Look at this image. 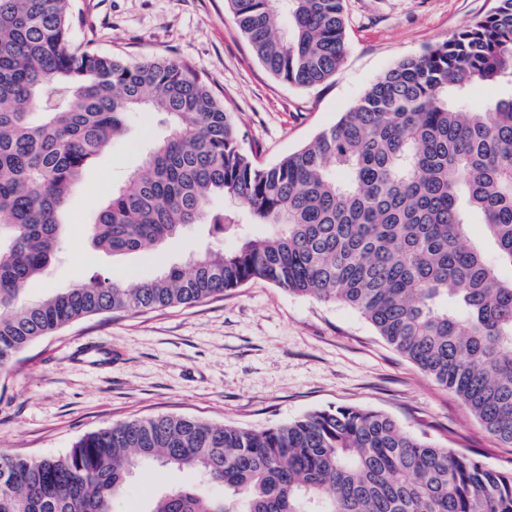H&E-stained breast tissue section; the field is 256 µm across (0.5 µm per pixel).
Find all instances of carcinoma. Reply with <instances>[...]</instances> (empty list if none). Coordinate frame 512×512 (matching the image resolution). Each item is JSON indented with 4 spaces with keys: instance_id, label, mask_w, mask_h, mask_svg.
I'll return each instance as SVG.
<instances>
[{
    "instance_id": "obj_1",
    "label": "carcinoma",
    "mask_w": 512,
    "mask_h": 512,
    "mask_svg": "<svg viewBox=\"0 0 512 512\" xmlns=\"http://www.w3.org/2000/svg\"><path fill=\"white\" fill-rule=\"evenodd\" d=\"M226 2L275 78L310 89L341 65L343 0ZM478 81L512 87V0L398 61L336 124L263 165L187 62L73 46L68 0H0V373L78 320L194 305L259 279L356 309L512 447V277L500 275L512 268V93L471 110ZM144 109L169 131L101 205L93 245L130 254L203 224L236 247L27 299L57 255L71 189ZM473 215L492 259L469 238ZM151 461L193 469L224 496L172 487L145 512H512V470L354 406L261 431L135 418L63 455L0 452V512H114Z\"/></svg>"
}]
</instances>
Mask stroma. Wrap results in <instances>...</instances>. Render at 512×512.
I'll use <instances>...</instances> for the list:
<instances>
[{
	"label": "stroma",
	"mask_w": 512,
	"mask_h": 512,
	"mask_svg": "<svg viewBox=\"0 0 512 512\" xmlns=\"http://www.w3.org/2000/svg\"><path fill=\"white\" fill-rule=\"evenodd\" d=\"M494 0H344L347 54L326 83L301 89L260 64L226 0H69L72 43L124 57L189 62L230 110L242 148L269 165L311 142L394 63L486 14ZM168 131L165 115L138 113L126 134L73 189L60 252L28 299L92 276L154 277L220 241L195 226L161 247L126 256L95 249L86 232L100 205ZM356 406L492 469L508 448L465 404L394 350L355 309L252 281L224 297L84 319L22 352L0 375V452L52 456L84 434L130 418L177 415L261 430L306 413ZM201 485L190 469L137 470L115 512H144L168 487Z\"/></svg>",
	"instance_id": "obj_1"
}]
</instances>
